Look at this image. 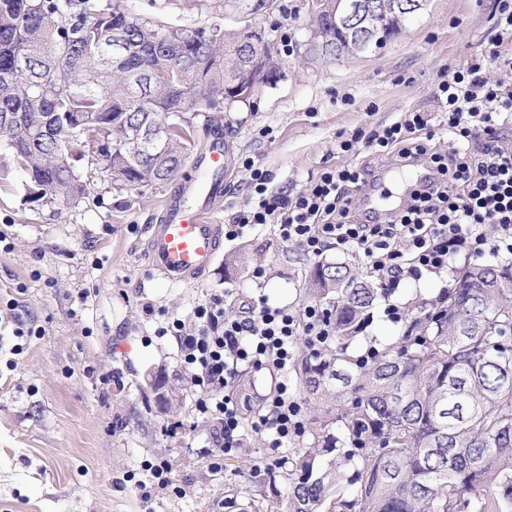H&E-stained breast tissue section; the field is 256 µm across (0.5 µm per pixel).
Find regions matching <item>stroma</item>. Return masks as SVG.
<instances>
[{"label": "stroma", "instance_id": "35a3bbf8", "mask_svg": "<svg viewBox=\"0 0 512 512\" xmlns=\"http://www.w3.org/2000/svg\"><path fill=\"white\" fill-rule=\"evenodd\" d=\"M280 4L254 20L278 50L277 83L260 87L253 105L215 116L230 146V176L215 203L224 225L249 202L247 160L269 171L276 193L334 167L385 169L392 158L375 157L369 138L411 110L434 115V142L447 151L437 86L498 37L496 0H428L382 49L331 60L310 50V0ZM351 136L356 152L338 151V138ZM77 170L89 180L86 195L32 205L25 174L0 160V234L12 244L0 249V512H242L283 451L252 416L246 446L225 456L223 471L209 469L212 427L195 411L197 389L173 338L156 330L227 294L304 309L302 274L314 260L266 227L225 242L227 254L247 246L244 269L230 273L219 262L192 284H169L150 269L145 240L176 180L129 187L102 159ZM454 285L450 274L403 279L378 302L358 351L401 334L418 302ZM392 306L400 320L388 316ZM22 324L43 333L17 338ZM151 371L179 387L176 408L148 384ZM155 458L170 461L182 496L156 488L142 502L128 476L146 479L142 463Z\"/></svg>", "mask_w": 512, "mask_h": 512}]
</instances>
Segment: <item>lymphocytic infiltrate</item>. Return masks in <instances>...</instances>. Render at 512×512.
Returning a JSON list of instances; mask_svg holds the SVG:
<instances>
[{
  "mask_svg": "<svg viewBox=\"0 0 512 512\" xmlns=\"http://www.w3.org/2000/svg\"><path fill=\"white\" fill-rule=\"evenodd\" d=\"M489 64L499 72L496 80L484 75ZM436 97L448 110V154L432 151L431 115L418 110L370 137L377 154L398 162L426 158L437 172L431 187L412 193L398 216L380 224L360 210V195L375 174L371 166L330 169L292 195L270 193L269 172L253 166L249 184L256 200L225 225V238L269 224L282 241L309 256L330 247H360L373 277L391 289L405 277L446 272L462 251L473 260L512 255V141L497 135L512 123V51L494 42L486 55L441 80ZM489 224L495 228L491 237L485 232ZM157 334L174 337L181 362L200 390L196 410L212 422L213 441L221 449L208 463L220 471L224 452L239 446L245 420L226 388L247 368L284 376L300 338L317 346L328 340L330 330L318 306L296 311L263 298L240 303L216 298L195 308L192 325L176 319ZM264 410L273 446L300 435L303 407L287 382L267 397Z\"/></svg>",
  "mask_w": 512,
  "mask_h": 512,
  "instance_id": "1",
  "label": "lymphocytic infiltrate"
}]
</instances>
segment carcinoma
<instances>
[{"label": "carcinoma", "instance_id": "carcinoma-1", "mask_svg": "<svg viewBox=\"0 0 512 512\" xmlns=\"http://www.w3.org/2000/svg\"><path fill=\"white\" fill-rule=\"evenodd\" d=\"M198 10L248 11L258 0H192ZM378 25L390 38L406 20L388 9ZM142 45L112 59V28ZM240 33L218 25L138 12L130 0H0V113L23 110L33 143L0 128V155L26 176L25 202L80 198L87 183L74 167H56L64 142L110 163L129 186L173 177L196 148L195 119L246 99L218 91L224 62L244 56ZM213 64L200 72L199 64ZM56 78L48 77L50 68ZM164 70L170 80L155 82ZM77 115L82 131L69 134ZM180 124L185 137L157 138ZM455 287L414 309L395 344L364 363L351 345L385 289L344 262L304 272L307 297L326 310L329 342L299 348L292 380L315 405L298 446L244 512H512V261H470ZM250 370L234 392L253 393Z\"/></svg>", "mask_w": 512, "mask_h": 512}]
</instances>
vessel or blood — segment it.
<instances>
[{"mask_svg": "<svg viewBox=\"0 0 512 512\" xmlns=\"http://www.w3.org/2000/svg\"><path fill=\"white\" fill-rule=\"evenodd\" d=\"M228 148L222 135L207 139L176 190L164 201L154 224L148 225L146 252L150 267L172 284L193 283L220 255L223 227L214 220V203L224 195ZM392 173L374 184L368 199L376 219L390 218Z\"/></svg>", "mask_w": 512, "mask_h": 512, "instance_id": "b4317fda", "label": "vessel or blood"}]
</instances>
